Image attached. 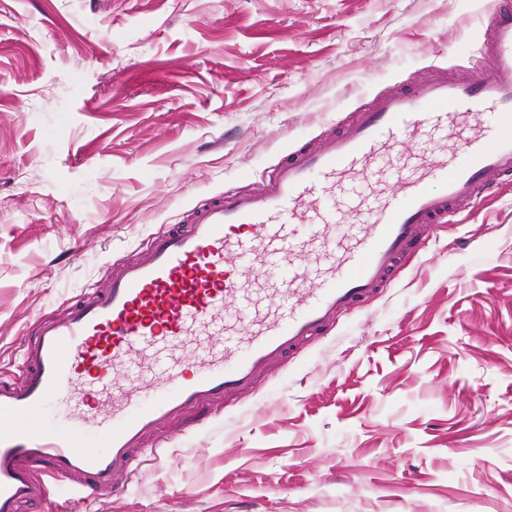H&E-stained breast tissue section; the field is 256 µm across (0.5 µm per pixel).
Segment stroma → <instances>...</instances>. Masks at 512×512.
<instances>
[{
	"mask_svg": "<svg viewBox=\"0 0 512 512\" xmlns=\"http://www.w3.org/2000/svg\"><path fill=\"white\" fill-rule=\"evenodd\" d=\"M495 0H0V376L198 198L478 54ZM89 512H512V186Z\"/></svg>",
	"mask_w": 512,
	"mask_h": 512,
	"instance_id": "1",
	"label": "stroma"
}]
</instances>
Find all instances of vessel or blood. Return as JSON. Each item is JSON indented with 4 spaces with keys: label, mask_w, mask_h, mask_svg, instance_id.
<instances>
[{
    "label": "vessel or blood",
    "mask_w": 512,
    "mask_h": 512,
    "mask_svg": "<svg viewBox=\"0 0 512 512\" xmlns=\"http://www.w3.org/2000/svg\"><path fill=\"white\" fill-rule=\"evenodd\" d=\"M511 183L512 0H497L464 72L376 96L259 188L201 198L104 287L29 326L21 381L0 377V512L69 481L75 504L59 512L123 495L142 453L160 457L153 437L207 426L224 397L388 288L430 230ZM61 399L95 444L32 423Z\"/></svg>",
    "instance_id": "1"
}]
</instances>
